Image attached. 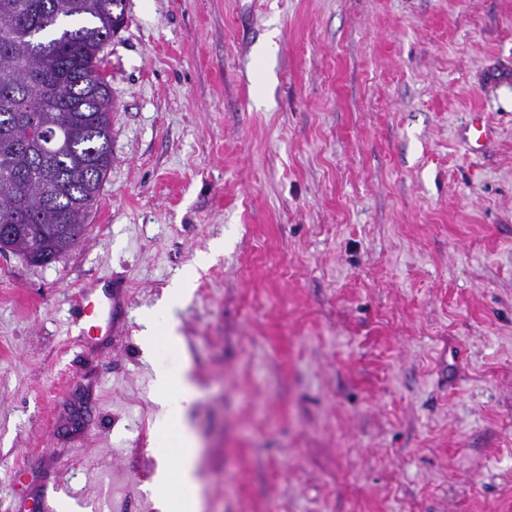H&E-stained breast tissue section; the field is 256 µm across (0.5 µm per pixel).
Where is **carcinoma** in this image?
Here are the masks:
<instances>
[{
	"mask_svg": "<svg viewBox=\"0 0 512 512\" xmlns=\"http://www.w3.org/2000/svg\"><path fill=\"white\" fill-rule=\"evenodd\" d=\"M124 23V0H0L1 254L50 264L84 232L112 169L102 54ZM63 118L67 148L47 158L29 129Z\"/></svg>",
	"mask_w": 512,
	"mask_h": 512,
	"instance_id": "cac0c4a2",
	"label": "carcinoma"
}]
</instances>
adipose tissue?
I'll list each match as a JSON object with an SVG mask.
<instances>
[{"mask_svg": "<svg viewBox=\"0 0 512 512\" xmlns=\"http://www.w3.org/2000/svg\"><path fill=\"white\" fill-rule=\"evenodd\" d=\"M156 384L166 407L178 469L173 473L164 467L157 469L151 484L155 506L158 512H201L199 448L187 420L191 384L183 371L159 375Z\"/></svg>", "mask_w": 512, "mask_h": 512, "instance_id": "1", "label": "adipose tissue"}]
</instances>
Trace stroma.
Instances as JSON below:
<instances>
[{
  "label": "stroma",
  "instance_id": "35a3bbf8",
  "mask_svg": "<svg viewBox=\"0 0 512 512\" xmlns=\"http://www.w3.org/2000/svg\"><path fill=\"white\" fill-rule=\"evenodd\" d=\"M101 72L83 240L0 254V512L57 479L156 512L183 366L202 512H512V0H126ZM179 277L183 348L144 353ZM95 280L120 302L84 350ZM462 136L472 151H480L488 144L491 131L484 124L481 113L472 112L471 120L462 130ZM94 295L93 288L82 286L74 299L73 323L83 321L84 327L80 328V335L92 336L94 332L100 329L99 320L104 314V307L106 306L103 300L92 298Z\"/></svg>",
  "mask_w": 512,
  "mask_h": 512
}]
</instances>
